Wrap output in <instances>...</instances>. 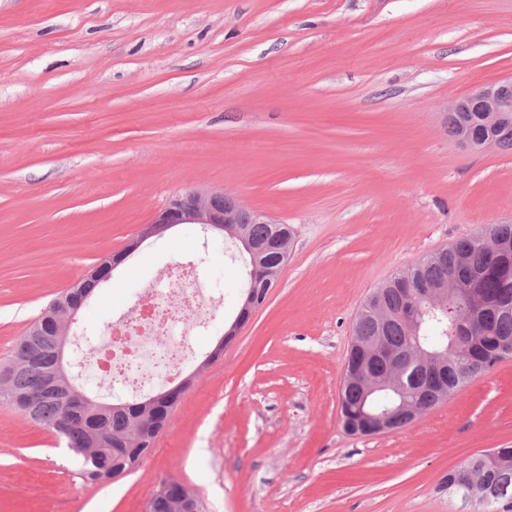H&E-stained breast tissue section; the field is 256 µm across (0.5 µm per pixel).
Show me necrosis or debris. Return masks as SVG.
<instances>
[{
    "instance_id": "1",
    "label": "necrosis or debris",
    "mask_w": 512,
    "mask_h": 512,
    "mask_svg": "<svg viewBox=\"0 0 512 512\" xmlns=\"http://www.w3.org/2000/svg\"><path fill=\"white\" fill-rule=\"evenodd\" d=\"M205 314L192 269L167 268L156 287L108 325L112 342L95 353L94 361L128 392L143 391L156 379L176 375L189 351L187 327L202 323Z\"/></svg>"
}]
</instances>
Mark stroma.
Returning a JSON list of instances; mask_svg holds the SVG:
<instances>
[{
	"label": "stroma",
	"mask_w": 512,
	"mask_h": 512,
	"mask_svg": "<svg viewBox=\"0 0 512 512\" xmlns=\"http://www.w3.org/2000/svg\"><path fill=\"white\" fill-rule=\"evenodd\" d=\"M506 77L512 0H0V365L180 192L293 229L276 288L220 353L247 275L200 225L149 238L96 288L82 320L98 334L191 265L219 308L189 341L215 360L108 484L0 404V512H146L170 479L204 512H470L446 478L512 448V358L388 434L347 433L339 398L366 297L512 222V150L468 149L444 112Z\"/></svg>",
	"instance_id": "obj_1"
}]
</instances>
